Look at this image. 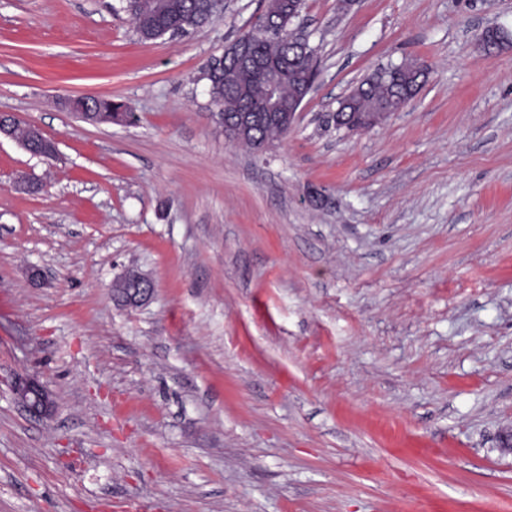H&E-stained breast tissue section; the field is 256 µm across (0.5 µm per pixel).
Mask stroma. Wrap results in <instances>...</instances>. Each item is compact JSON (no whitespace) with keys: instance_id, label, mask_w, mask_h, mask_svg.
Wrapping results in <instances>:
<instances>
[{"instance_id":"1","label":"stroma","mask_w":512,"mask_h":512,"mask_svg":"<svg viewBox=\"0 0 512 512\" xmlns=\"http://www.w3.org/2000/svg\"><path fill=\"white\" fill-rule=\"evenodd\" d=\"M265 7L144 42L121 0H0V114L57 149L0 137V512H512V0H304L317 78L256 153L198 76ZM404 60L408 105L337 128ZM72 107L76 112L89 114V121L94 123L119 122L124 120L128 114L124 105L112 98H95L85 102L78 100ZM125 280L133 284L132 288H128L123 278L117 280L113 285L116 292L122 288V292L118 294V300L127 307H138L147 301L151 295L152 288L150 282L140 274L129 273L124 276ZM15 399L32 417L46 418L52 414L53 404L49 392L35 378H19L12 387Z\"/></svg>"}]
</instances>
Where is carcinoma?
<instances>
[{"mask_svg":"<svg viewBox=\"0 0 512 512\" xmlns=\"http://www.w3.org/2000/svg\"><path fill=\"white\" fill-rule=\"evenodd\" d=\"M124 0L123 9L130 17L136 32L143 41H154L165 36L171 38L212 20L215 5L211 0ZM269 8L275 11V24L266 26L265 16H260L254 27L244 34L253 52L258 56H291L295 41L290 39L292 18L280 0H273ZM422 73L403 62L390 64L374 72L361 83L355 93L344 99L351 111L363 117L371 112L383 111L390 101L403 108L415 96ZM199 80L206 82L213 111L228 126L235 124L238 113L249 104L263 98L267 79L262 75L241 69L222 58L209 62L202 68ZM73 110L85 112L94 123L119 122L127 116L124 105L110 98L77 101ZM15 136L33 154L48 153V143L29 137L28 127L11 122ZM288 134L285 127L276 124L258 125L239 142L249 148L257 142L271 145Z\"/></svg>","mask_w":512,"mask_h":512,"instance_id":"cac0c4a2","label":"carcinoma"}]
</instances>
